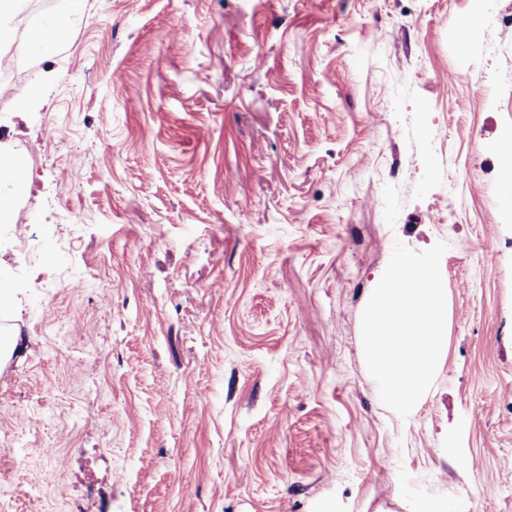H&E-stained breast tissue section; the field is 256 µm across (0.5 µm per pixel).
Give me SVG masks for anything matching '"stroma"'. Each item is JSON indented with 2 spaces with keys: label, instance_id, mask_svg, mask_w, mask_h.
I'll list each match as a JSON object with an SVG mask.
<instances>
[{
  "label": "stroma",
  "instance_id": "obj_1",
  "mask_svg": "<svg viewBox=\"0 0 512 512\" xmlns=\"http://www.w3.org/2000/svg\"><path fill=\"white\" fill-rule=\"evenodd\" d=\"M500 13L84 0L18 56L39 95L0 104L26 175L0 227V512H512ZM472 19L483 95L450 76ZM398 242L448 246V348L407 421L359 345Z\"/></svg>",
  "mask_w": 512,
  "mask_h": 512
}]
</instances>
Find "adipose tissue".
<instances>
[{"label": "adipose tissue", "instance_id": "ef3b65f1", "mask_svg": "<svg viewBox=\"0 0 512 512\" xmlns=\"http://www.w3.org/2000/svg\"><path fill=\"white\" fill-rule=\"evenodd\" d=\"M27 0H0V43L33 53L51 48L65 30L83 16L81 0H59L53 19L37 17L26 8Z\"/></svg>", "mask_w": 512, "mask_h": 512}]
</instances>
